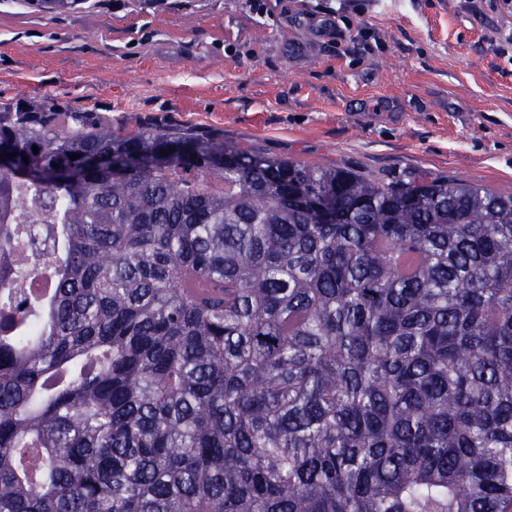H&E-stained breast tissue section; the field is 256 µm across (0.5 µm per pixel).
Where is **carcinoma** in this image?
Returning a JSON list of instances; mask_svg holds the SVG:
<instances>
[{
  "label": "carcinoma",
  "instance_id": "carcinoma-1",
  "mask_svg": "<svg viewBox=\"0 0 512 512\" xmlns=\"http://www.w3.org/2000/svg\"><path fill=\"white\" fill-rule=\"evenodd\" d=\"M0 154V512H512V195L47 103Z\"/></svg>",
  "mask_w": 512,
  "mask_h": 512
}]
</instances>
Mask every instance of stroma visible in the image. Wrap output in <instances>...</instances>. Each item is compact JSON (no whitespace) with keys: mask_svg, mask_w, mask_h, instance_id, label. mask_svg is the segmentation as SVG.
Segmentation results:
<instances>
[{"mask_svg":"<svg viewBox=\"0 0 512 512\" xmlns=\"http://www.w3.org/2000/svg\"><path fill=\"white\" fill-rule=\"evenodd\" d=\"M252 2L0 0V106L47 101L116 131L196 130L313 166L422 170L512 195L503 0Z\"/></svg>","mask_w":512,"mask_h":512,"instance_id":"1","label":"stroma"}]
</instances>
